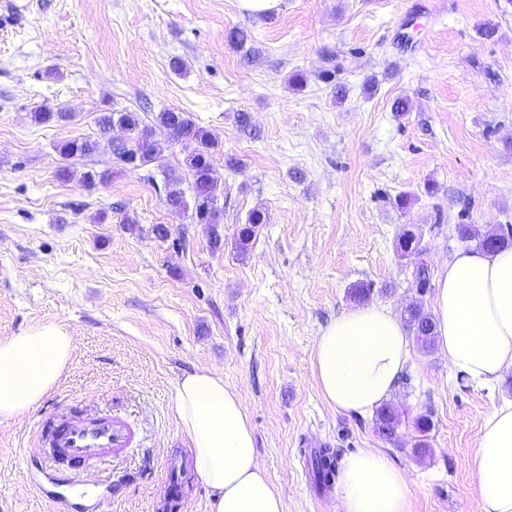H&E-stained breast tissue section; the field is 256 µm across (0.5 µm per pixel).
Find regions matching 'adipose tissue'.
<instances>
[{"label": "adipose tissue", "instance_id": "ef3b65f1", "mask_svg": "<svg viewBox=\"0 0 512 512\" xmlns=\"http://www.w3.org/2000/svg\"><path fill=\"white\" fill-rule=\"evenodd\" d=\"M435 333L455 376L490 387L512 370V248L456 252L440 268ZM73 339L55 325L0 337V418L25 415L56 385ZM411 359L399 319L372 305L340 314L318 337L312 369L337 413L362 416L388 400ZM174 412L194 470L212 489L210 512H286L256 454L247 412L224 380L201 370L175 386ZM484 512H512V400L486 415L472 455ZM406 474L382 452L348 456L336 512H410Z\"/></svg>", "mask_w": 512, "mask_h": 512}]
</instances>
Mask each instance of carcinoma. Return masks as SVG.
<instances>
[{
	"label": "carcinoma",
	"instance_id": "cac0c4a2",
	"mask_svg": "<svg viewBox=\"0 0 512 512\" xmlns=\"http://www.w3.org/2000/svg\"><path fill=\"white\" fill-rule=\"evenodd\" d=\"M119 124L130 133V141L125 146L112 149L118 161L134 168L145 167L159 161L162 153L172 145L191 141L195 149L187 158L189 183L188 190L191 199H186L182 179L169 178L165 182V198L167 204L175 209L192 208L196 223L204 224L208 230L209 246L213 251L224 247V239L216 231L221 223V209L218 208V184L213 175V157L218 147L216 137L208 130L197 125L183 112L164 110L156 114L153 125L142 124L135 112L117 111L105 112L97 118L100 133L104 134ZM162 137H157V134ZM95 147L89 140H69L57 146L60 155H88ZM266 216L260 209L252 210L239 232L242 241L249 240L257 225L264 223ZM460 238L474 241L487 251L512 246V225L499 234H484L473 224H462L458 228ZM397 250L403 257L414 261V276L416 284L423 288L428 283L429 268L423 258V249L419 240L411 230L406 231L398 240ZM406 322L414 333L417 343L422 349L429 351L435 343L434 318L420 305H412L407 309ZM378 429L387 438L395 434L399 420L393 409L384 406L377 411ZM335 453L330 448H319L310 455L311 471L316 484L327 488L333 484L336 476Z\"/></svg>",
	"mask_w": 512,
	"mask_h": 512
}]
</instances>
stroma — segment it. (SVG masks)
<instances>
[{"mask_svg":"<svg viewBox=\"0 0 512 512\" xmlns=\"http://www.w3.org/2000/svg\"><path fill=\"white\" fill-rule=\"evenodd\" d=\"M235 28L246 47L228 42ZM39 108L71 118L38 124ZM167 108L219 140L223 250L167 205L162 177L116 165L125 130L96 126L102 112L149 125ZM81 138L93 154H59ZM89 170L111 176L88 187ZM256 208L266 221L240 242ZM460 224L512 225V0H283L259 18L237 0H0V336L48 324L74 338L53 391L0 420V512H54L35 487L51 470L39 430L75 414L134 432L85 473L112 483L103 512H163L182 475L179 512H209L173 411L177 379L198 369L239 396L287 512H333L335 488L312 476L316 448L340 463L387 454L411 512H483L470 461L486 414L512 398V372L492 389L468 384L439 349L413 346L387 438L374 415L337 413L311 369L343 311L432 310L434 289L418 292L396 243L413 230L435 274L464 248Z\"/></svg>","mask_w":512,"mask_h":512,"instance_id":"1","label":"stroma"}]
</instances>
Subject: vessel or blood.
<instances>
[{"label": "vessel or blood", "instance_id": "1", "mask_svg": "<svg viewBox=\"0 0 512 512\" xmlns=\"http://www.w3.org/2000/svg\"><path fill=\"white\" fill-rule=\"evenodd\" d=\"M40 440L50 460H64L70 469L80 471L110 457L113 450L128 447L132 431L109 417L50 420L43 425Z\"/></svg>", "mask_w": 512, "mask_h": 512}]
</instances>
